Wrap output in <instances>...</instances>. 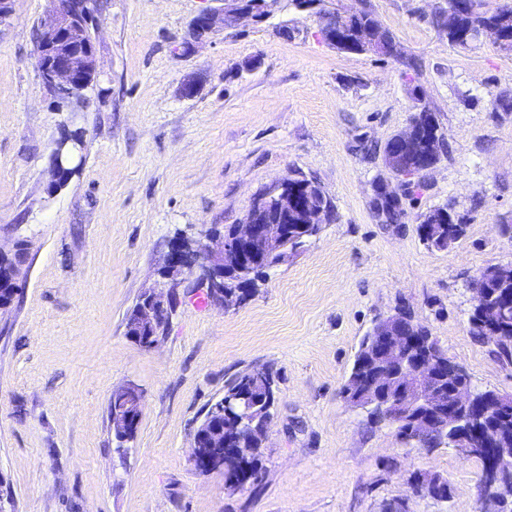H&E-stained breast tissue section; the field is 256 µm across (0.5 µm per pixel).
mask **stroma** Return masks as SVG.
Instances as JSON below:
<instances>
[{
	"label": "stroma",
	"instance_id": "stroma-1",
	"mask_svg": "<svg viewBox=\"0 0 512 512\" xmlns=\"http://www.w3.org/2000/svg\"><path fill=\"white\" fill-rule=\"evenodd\" d=\"M98 71L86 108L58 106L37 69L48 0H15L0 23V245H30L27 275L0 315V501L11 512H476L480 465L404 442L342 394L362 336L398 306L426 325L473 383L512 396V362L471 336L469 286L512 265V50L450 46L432 19L448 0H327L371 11L393 53L323 43L314 11L275 0L270 18L230 24L185 49L193 19L224 0H96ZM197 83L193 97L181 86ZM449 146L401 223H381V155L417 106ZM80 131L77 168L48 192V157ZM312 177L334 218L242 304L208 303L191 279L156 346L125 315L154 286L180 232L243 223L254 197ZM447 206L466 234L428 248L417 218ZM270 367L277 401L263 475L240 490L190 462L195 432L232 374ZM144 393L127 455L109 425L113 391ZM446 477L442 502L412 474Z\"/></svg>",
	"mask_w": 512,
	"mask_h": 512
}]
</instances>
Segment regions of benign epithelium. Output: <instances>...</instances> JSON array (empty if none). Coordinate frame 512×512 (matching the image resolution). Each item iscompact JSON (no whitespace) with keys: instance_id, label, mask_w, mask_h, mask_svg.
Here are the masks:
<instances>
[{"instance_id":"obj_1","label":"benign epithelium","mask_w":512,"mask_h":512,"mask_svg":"<svg viewBox=\"0 0 512 512\" xmlns=\"http://www.w3.org/2000/svg\"><path fill=\"white\" fill-rule=\"evenodd\" d=\"M244 0H224L221 11L205 10L193 21L190 38L200 42L224 28L228 21H262L268 15L270 0H254L257 8L242 6ZM51 8L41 23L37 39V67L39 77L54 93L58 102L70 109L72 103L82 104L84 98L79 88L85 74L97 71V48L84 37L83 27H95L94 0H50ZM305 6L318 11L319 34L331 47L344 51L350 46L345 37L346 14L320 9L321 3L309 0ZM434 130L436 122L431 112L414 114L409 128L398 132L388 140L383 152V164L396 177L397 183L378 180L374 184L377 194L388 186L395 188L410 180L422 182L435 168L431 161L408 168L405 165L406 152L415 148L419 140L416 128ZM73 154L56 144L49 157L52 181L65 173H73ZM281 209L293 206L302 211L307 224L319 223V214L306 196L288 194V182L259 193L253 200L248 218L243 224H236L228 233L201 232L197 235L180 233L175 236L164 256L161 274L167 280L193 277L212 291L210 301L217 306H228L232 296L224 293V273L232 270L247 275L267 254H282V244L288 235L286 224H260L255 213L273 205ZM487 277L478 274L470 286L474 304L470 315L477 317L485 330L495 331L501 314L497 298L484 286ZM171 295L161 291H150L143 297L142 314L138 321L139 332L134 339L142 340L146 346H153L154 331L163 327L170 313ZM397 314H390L372 325V335L381 338L376 349L365 354L363 361L370 364L368 387L355 394L353 401L361 409L378 408L387 420L395 422L406 418L412 431L425 433L436 427V420L428 414L434 410L448 421L453 430L450 447L460 456L468 458L480 450L486 459L485 478L477 487V510L497 512V497L512 492V448L499 446V436L485 427L486 421L496 407H512V398L495 390L480 394L472 390L470 378L465 369L455 361L444 362L441 354L428 343L411 342L404 344L392 339ZM448 366V385H443L440 371ZM224 433V423L213 421L196 438L190 461L198 472L212 468L210 459L197 454L200 442L210 436ZM481 440V448L470 447L467 437Z\"/></svg>"}]
</instances>
